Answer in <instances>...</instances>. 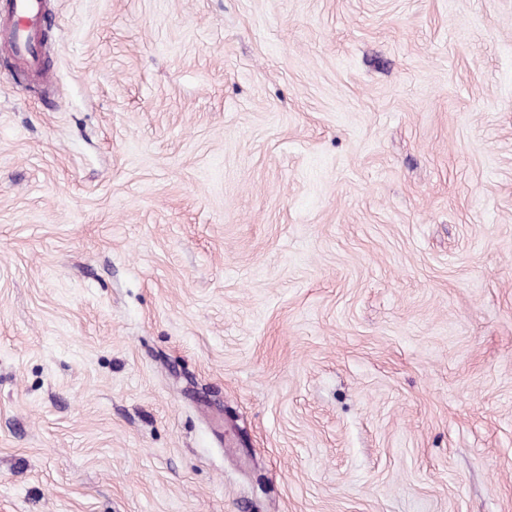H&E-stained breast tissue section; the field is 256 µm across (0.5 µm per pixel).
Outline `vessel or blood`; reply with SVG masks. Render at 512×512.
Returning a JSON list of instances; mask_svg holds the SVG:
<instances>
[{"instance_id": "1", "label": "vessel or blood", "mask_w": 512, "mask_h": 512, "mask_svg": "<svg viewBox=\"0 0 512 512\" xmlns=\"http://www.w3.org/2000/svg\"><path fill=\"white\" fill-rule=\"evenodd\" d=\"M44 13V0H7L0 11V41L9 46L17 61L29 67L39 66L41 61V47L34 35Z\"/></svg>"}]
</instances>
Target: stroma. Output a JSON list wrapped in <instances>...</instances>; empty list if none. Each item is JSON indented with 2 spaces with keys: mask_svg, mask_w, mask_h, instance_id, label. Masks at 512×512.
<instances>
[{
  "mask_svg": "<svg viewBox=\"0 0 512 512\" xmlns=\"http://www.w3.org/2000/svg\"><path fill=\"white\" fill-rule=\"evenodd\" d=\"M0 47V512H512V0H49ZM7 1L0 25V41L5 42L19 62L28 67H40L41 46L33 41L36 26L45 13L44 0Z\"/></svg>",
  "mask_w": 512,
  "mask_h": 512,
  "instance_id": "stroma-1",
  "label": "stroma"
}]
</instances>
